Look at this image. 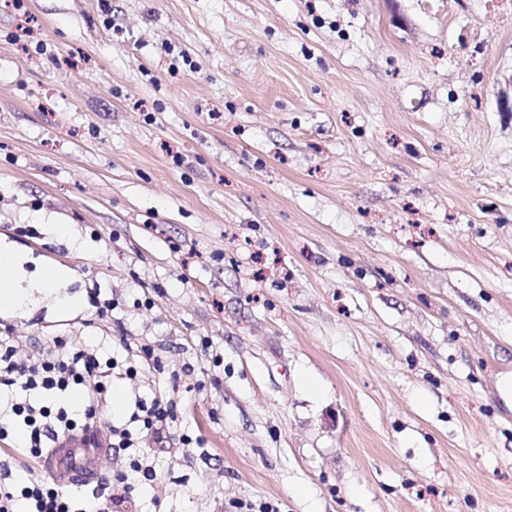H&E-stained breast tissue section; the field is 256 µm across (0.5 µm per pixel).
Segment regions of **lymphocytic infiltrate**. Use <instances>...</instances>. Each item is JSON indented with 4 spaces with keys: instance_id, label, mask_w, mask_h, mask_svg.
Returning <instances> with one entry per match:
<instances>
[{
    "instance_id": "1",
    "label": "lymphocytic infiltrate",
    "mask_w": 512,
    "mask_h": 512,
    "mask_svg": "<svg viewBox=\"0 0 512 512\" xmlns=\"http://www.w3.org/2000/svg\"><path fill=\"white\" fill-rule=\"evenodd\" d=\"M133 378L135 367H120L116 357L85 348L80 337L56 338L47 352L22 354L18 342L0 336V386L24 393V400H11L0 411V439L21 433L28 459H42L58 439L88 430L99 420L109 401L114 374ZM172 400L163 395L135 397L127 421L110 425L105 436L107 448L132 453L129 473L115 477L120 495L73 491L56 482L30 480L21 484L0 483V512H119L125 493L133 489L130 474L149 480L152 466L135 439L146 430L162 435L175 420Z\"/></svg>"
}]
</instances>
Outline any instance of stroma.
<instances>
[{
    "instance_id": "35a3bbf8",
    "label": "stroma",
    "mask_w": 512,
    "mask_h": 512,
    "mask_svg": "<svg viewBox=\"0 0 512 512\" xmlns=\"http://www.w3.org/2000/svg\"><path fill=\"white\" fill-rule=\"evenodd\" d=\"M23 3L0 0V238L81 307L0 336L86 337L176 401L124 512H512V16ZM25 15L45 53L13 44Z\"/></svg>"
}]
</instances>
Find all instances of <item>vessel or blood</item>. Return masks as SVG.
<instances>
[{
  "label": "vessel or blood",
  "instance_id": "vessel-or-blood-1",
  "mask_svg": "<svg viewBox=\"0 0 512 512\" xmlns=\"http://www.w3.org/2000/svg\"><path fill=\"white\" fill-rule=\"evenodd\" d=\"M97 437V429L92 428L76 439L57 443L44 460L45 471L64 484L97 481L107 457L104 449L95 447Z\"/></svg>",
  "mask_w": 512,
  "mask_h": 512
}]
</instances>
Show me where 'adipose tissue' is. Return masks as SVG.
Wrapping results in <instances>:
<instances>
[{
    "instance_id": "ef3b65f1",
    "label": "adipose tissue",
    "mask_w": 512,
    "mask_h": 512,
    "mask_svg": "<svg viewBox=\"0 0 512 512\" xmlns=\"http://www.w3.org/2000/svg\"><path fill=\"white\" fill-rule=\"evenodd\" d=\"M23 263V257L13 244L0 239V307L22 312L35 296L52 294L61 308L78 309V301L62 293L69 278L66 269L51 266L29 276L23 269Z\"/></svg>"
}]
</instances>
